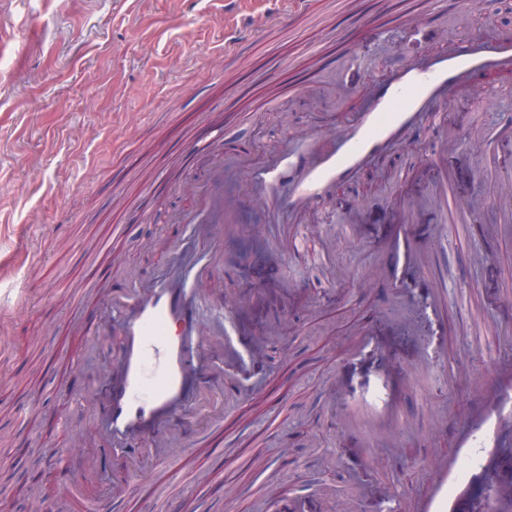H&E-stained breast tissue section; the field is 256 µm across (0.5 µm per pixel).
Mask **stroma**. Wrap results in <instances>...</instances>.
Wrapping results in <instances>:
<instances>
[{
	"label": "stroma",
	"instance_id": "1",
	"mask_svg": "<svg viewBox=\"0 0 512 512\" xmlns=\"http://www.w3.org/2000/svg\"><path fill=\"white\" fill-rule=\"evenodd\" d=\"M358 2L375 19L367 30L337 0H310L227 61L218 0H142L134 13L121 0H0V266L14 271L8 288L32 296L0 367V472L24 477L32 459L90 430L72 397L100 386L121 346L110 329L90 354L77 332L99 317L88 302L98 246L124 225L112 284L172 274L168 247L191 232L178 220L185 188L207 183L212 167L180 148L207 133L216 105L228 104L225 148L259 158L349 121L373 83L441 40L512 37L503 0L442 39L392 23L417 0ZM350 40L353 94L338 100L320 75ZM479 81L490 106L455 96L441 125H421L290 226L243 210L237 232L214 242L223 264L200 295L196 333L214 341L228 312L256 354L225 384L223 405L196 416L192 461L109 485L106 470L124 475L136 460L98 437L89 463L42 484L39 512L69 508L66 483L93 512H281L289 497L301 512H405L480 401L491 363L512 358V235L491 232L503 221L492 188L512 182V75ZM267 98L276 110H260ZM451 132L469 146L445 151ZM441 185L445 200L407 213ZM242 240L253 252L238 255ZM420 241L436 249L417 266L403 252ZM382 397L396 399L401 424L393 446L370 454L341 419Z\"/></svg>",
	"mask_w": 512,
	"mask_h": 512
}]
</instances>
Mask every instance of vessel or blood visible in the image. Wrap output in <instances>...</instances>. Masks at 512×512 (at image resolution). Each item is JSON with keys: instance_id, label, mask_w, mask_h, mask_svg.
I'll return each mask as SVG.
<instances>
[{"instance_id": "b4317fda", "label": "vessel or blood", "mask_w": 512, "mask_h": 512, "mask_svg": "<svg viewBox=\"0 0 512 512\" xmlns=\"http://www.w3.org/2000/svg\"><path fill=\"white\" fill-rule=\"evenodd\" d=\"M275 9L243 17L224 32V51L237 52L244 38L264 27L282 25L290 13L305 9L307 0H275ZM429 23H458L482 14L486 0H453L442 11L433 0ZM485 70L512 71V47L486 38L463 46L442 48L423 61L397 69L372 86L370 106L350 125L335 127L324 142L294 149L277 147L271 160L255 167L246 153L217 156L208 186L199 191L194 207L183 216L194 234L212 239L216 225L232 232L243 200L224 191L226 179L250 177L251 197L270 223L311 210L325 188L349 179L369 158L393 141L405 138L418 122L438 124L441 107L460 93L487 103L477 81ZM178 276L114 291L98 288L100 302L116 308L123 346L105 363L106 385L94 398L78 397L88 405L93 421L102 423L113 439L147 435L157 443L151 468L172 458L185 446L186 411L199 410L210 378L197 374L194 355L202 348L195 335L194 301L204 281L193 272L194 257L185 246L172 248ZM491 392L482 407L466 419V431L450 455L440 457L429 493L411 501L408 512H468L479 491L496 487L485 512H512V364H494ZM367 443L388 440L397 428L394 415L358 421Z\"/></svg>"}]
</instances>
